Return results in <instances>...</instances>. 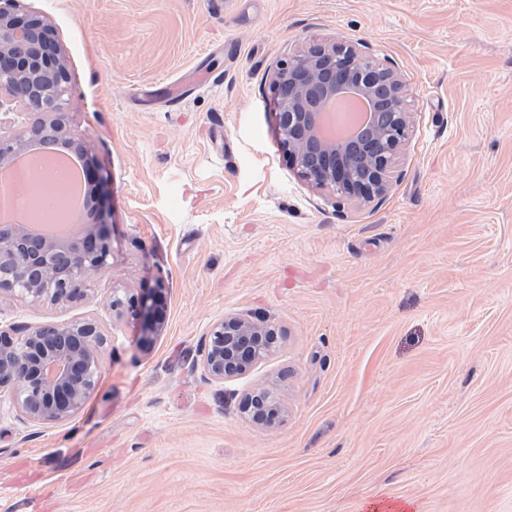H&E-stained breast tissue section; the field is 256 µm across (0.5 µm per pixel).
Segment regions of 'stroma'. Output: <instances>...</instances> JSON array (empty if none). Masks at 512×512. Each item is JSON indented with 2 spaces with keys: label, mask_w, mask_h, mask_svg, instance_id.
<instances>
[{
  "label": "stroma",
  "mask_w": 512,
  "mask_h": 512,
  "mask_svg": "<svg viewBox=\"0 0 512 512\" xmlns=\"http://www.w3.org/2000/svg\"><path fill=\"white\" fill-rule=\"evenodd\" d=\"M52 28L65 110L112 210L85 299L0 296V329L96 319L74 418L0 399V512H512V0H16ZM395 63L413 127L383 198L290 166L270 89L308 41ZM162 284L150 349L113 293ZM227 315L281 328L245 374ZM265 390L282 416L245 420ZM269 336H278L269 324L224 316L211 326L201 358L204 372L219 381L245 373L274 344Z\"/></svg>",
  "instance_id": "obj_1"
}]
</instances>
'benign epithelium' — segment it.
I'll return each mask as SVG.
<instances>
[{"mask_svg": "<svg viewBox=\"0 0 512 512\" xmlns=\"http://www.w3.org/2000/svg\"><path fill=\"white\" fill-rule=\"evenodd\" d=\"M14 0H0V108L20 107L33 119L14 129L0 126V165L12 160L38 134L78 150L83 143L67 125L68 74L52 29L39 17L22 18ZM351 86L388 117L358 140L336 144L321 138L320 109L336 91ZM272 91L282 144L300 177L333 192L338 206L370 202L386 194L406 146L412 121L401 74L371 57L362 44L338 38L311 44L277 63ZM93 220L78 225L74 239L34 240L12 224H0V293L29 302H75L112 257L108 201L93 196ZM112 315L140 322L146 348L162 336L167 307L164 288L138 299L112 296ZM275 328L226 316L210 329L201 364L212 379L245 373L274 344ZM106 338L94 319L38 325L17 337L0 331V395L8 394L22 418L35 425L64 422L78 414L98 386ZM249 418L272 424L280 408L269 395H254Z\"/></svg>", "mask_w": 512, "mask_h": 512, "instance_id": "benign-epithelium-1", "label": "benign epithelium"}]
</instances>
